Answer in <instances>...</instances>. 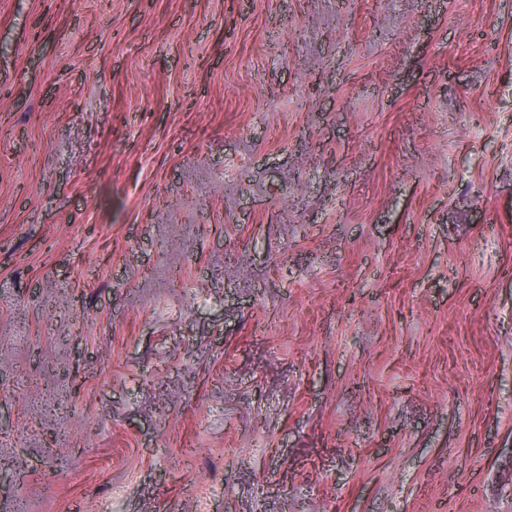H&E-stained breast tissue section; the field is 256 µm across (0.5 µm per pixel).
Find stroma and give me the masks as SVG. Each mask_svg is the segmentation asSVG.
Returning a JSON list of instances; mask_svg holds the SVG:
<instances>
[{
  "mask_svg": "<svg viewBox=\"0 0 512 512\" xmlns=\"http://www.w3.org/2000/svg\"><path fill=\"white\" fill-rule=\"evenodd\" d=\"M0 512H512V0H0Z\"/></svg>",
  "mask_w": 512,
  "mask_h": 512,
  "instance_id": "obj_1",
  "label": "stroma"
}]
</instances>
